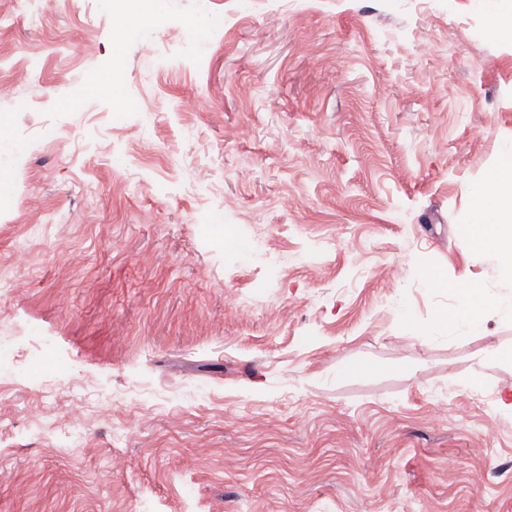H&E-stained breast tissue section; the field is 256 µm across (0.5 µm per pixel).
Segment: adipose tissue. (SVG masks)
I'll return each mask as SVG.
<instances>
[{
  "label": "adipose tissue",
  "mask_w": 512,
  "mask_h": 512,
  "mask_svg": "<svg viewBox=\"0 0 512 512\" xmlns=\"http://www.w3.org/2000/svg\"><path fill=\"white\" fill-rule=\"evenodd\" d=\"M461 226L472 251L494 255L505 278L512 280V145H507L477 189ZM428 282L453 292L457 304L436 314L437 324H450L466 333L480 332L485 317L494 312L512 318V298L491 291L479 281H455L428 270Z\"/></svg>",
  "instance_id": "1"
}]
</instances>
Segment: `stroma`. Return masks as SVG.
<instances>
[{
	"label": "stroma",
	"instance_id": "1",
	"mask_svg": "<svg viewBox=\"0 0 512 512\" xmlns=\"http://www.w3.org/2000/svg\"><path fill=\"white\" fill-rule=\"evenodd\" d=\"M163 7L0 0V79L42 56L0 98V512H512V320L431 333L426 279L512 294L460 226L512 141L484 0ZM127 19L124 33L132 28L140 29L157 24L164 19V9L159 2L151 0H121L115 5Z\"/></svg>",
	"mask_w": 512,
	"mask_h": 512
}]
</instances>
